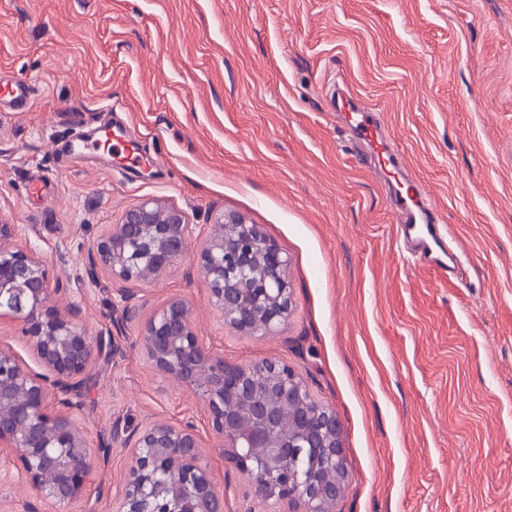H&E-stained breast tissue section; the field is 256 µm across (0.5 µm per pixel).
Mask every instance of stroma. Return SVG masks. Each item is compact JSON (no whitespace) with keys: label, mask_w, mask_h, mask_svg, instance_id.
<instances>
[{"label":"stroma","mask_w":512,"mask_h":512,"mask_svg":"<svg viewBox=\"0 0 512 512\" xmlns=\"http://www.w3.org/2000/svg\"><path fill=\"white\" fill-rule=\"evenodd\" d=\"M0 221L36 248L89 335L120 297L87 273L106 225L146 198L261 226L289 260L277 335L224 325L193 256L134 285L116 355L93 363L77 411L97 449L81 512H116L128 474L112 422L204 423L205 401L145 361L144 321L185 299L225 359L276 360L340 422L335 512H512V0H0ZM379 111L426 190L460 266L403 242L382 174L335 110ZM140 155L72 151L105 121ZM225 512H253L251 481L210 448ZM47 506L0 460V512ZM30 95L31 88L23 81L0 82V104L3 101L21 109L27 105Z\"/></svg>","instance_id":"obj_1"}]
</instances>
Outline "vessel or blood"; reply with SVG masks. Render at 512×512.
I'll return each mask as SVG.
<instances>
[{
  "label": "vessel or blood",
  "mask_w": 512,
  "mask_h": 512,
  "mask_svg": "<svg viewBox=\"0 0 512 512\" xmlns=\"http://www.w3.org/2000/svg\"><path fill=\"white\" fill-rule=\"evenodd\" d=\"M31 89L25 82H0V102L24 108ZM335 106L344 113L348 130L367 151L370 158L387 168L390 196L395 202L394 219L404 238L414 243L420 261L431 262V244L441 237L433 206L422 187L406 172L401 153L386 135L378 113L366 107L358 98L337 95Z\"/></svg>",
  "instance_id": "obj_1"
}]
</instances>
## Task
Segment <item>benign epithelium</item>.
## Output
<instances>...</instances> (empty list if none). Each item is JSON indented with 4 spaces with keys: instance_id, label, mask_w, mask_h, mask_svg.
Returning a JSON list of instances; mask_svg holds the SVG:
<instances>
[{
    "instance_id": "obj_1",
    "label": "benign epithelium",
    "mask_w": 512,
    "mask_h": 512,
    "mask_svg": "<svg viewBox=\"0 0 512 512\" xmlns=\"http://www.w3.org/2000/svg\"><path fill=\"white\" fill-rule=\"evenodd\" d=\"M12 224H0V321L21 325L37 368L12 345L0 344V455L16 456L17 476L53 512L92 493L94 449L73 417L95 359L117 350L112 331L91 338L72 305L47 304L53 292L41 255L14 243ZM192 225L159 199L128 208L119 223L93 241L91 278L103 291L122 283L153 282L189 252ZM211 305L238 333L267 336L291 307L288 258L262 229L237 213L218 215L197 252ZM122 298L130 289L118 288ZM147 363L206 399L204 428L192 420L153 416L135 429L115 421L113 438L127 450L129 474L118 493L119 512H160L153 490L167 501L187 493L193 512H224V491L204 463L205 434L252 482L265 512H329L344 492L341 423L305 380L278 361L238 363L206 344L188 303L173 297L145 321L140 335ZM308 452L322 470L302 479L290 463Z\"/></svg>"
}]
</instances>
